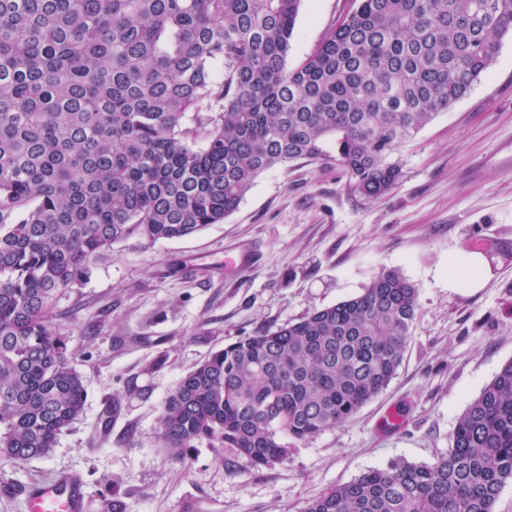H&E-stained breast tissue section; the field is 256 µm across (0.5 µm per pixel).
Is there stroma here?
Here are the masks:
<instances>
[{
  "instance_id": "1",
  "label": "stroma",
  "mask_w": 512,
  "mask_h": 512,
  "mask_svg": "<svg viewBox=\"0 0 512 512\" xmlns=\"http://www.w3.org/2000/svg\"><path fill=\"white\" fill-rule=\"evenodd\" d=\"M354 7L302 0L289 67ZM402 157L405 179L378 199L351 189L335 162L298 160L259 175L223 223L115 244L52 311L85 379V411L47 457L0 468V512H27L22 488L62 472L82 477L86 512L112 490L125 512H305L368 470L447 453L461 414L512 362V34ZM477 240L496 244L494 255L467 252ZM244 243L256 263L225 270ZM452 262L475 266L478 287L449 284ZM383 269L417 285L420 307L395 377L346 423L288 439L287 458L262 468L206 441L182 463L163 450L160 410L183 375L239 337L360 295ZM391 408L403 425L381 430Z\"/></svg>"
}]
</instances>
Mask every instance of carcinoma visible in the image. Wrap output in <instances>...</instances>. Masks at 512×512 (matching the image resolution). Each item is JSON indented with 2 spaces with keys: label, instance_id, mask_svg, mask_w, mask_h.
<instances>
[{
  "label": "carcinoma",
  "instance_id": "carcinoma-1",
  "mask_svg": "<svg viewBox=\"0 0 512 512\" xmlns=\"http://www.w3.org/2000/svg\"><path fill=\"white\" fill-rule=\"evenodd\" d=\"M302 0H0V466L49 454L87 390L50 314L114 244L224 222L255 179L333 159L367 199L401 148L483 76L512 0H357L288 68ZM224 81H215L218 68ZM215 112L204 144L185 126ZM418 288L382 270L351 299L243 336L181 377L158 438L254 468L285 434L342 425L397 374ZM512 479V362L460 416L448 453L392 463L305 512H493Z\"/></svg>",
  "mask_w": 512,
  "mask_h": 512
}]
</instances>
